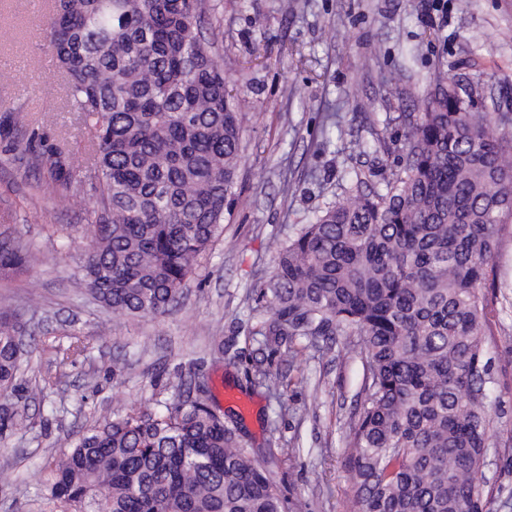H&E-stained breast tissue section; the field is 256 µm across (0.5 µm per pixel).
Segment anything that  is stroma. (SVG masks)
Masks as SVG:
<instances>
[{
  "mask_svg": "<svg viewBox=\"0 0 512 512\" xmlns=\"http://www.w3.org/2000/svg\"><path fill=\"white\" fill-rule=\"evenodd\" d=\"M37 0H0V231L33 251L27 269L0 272V309L35 341L11 403L21 428L0 433V512H53L46 460L95 422L176 399L170 377L208 380L220 408L243 407L241 440L267 455L285 501L306 512H354L348 435L363 384L360 359L341 348L259 349L248 335L264 314L253 289L267 279L297 225L334 201L340 177L397 165L405 128L435 73L479 78L475 109L512 116V0H205L202 31L234 94L247 101L237 202L178 303L157 316H119L72 278L85 254L89 189L46 188L20 146L34 140L86 165L93 133L68 105ZM383 138L356 156L355 140ZM485 294L497 313L489 338L500 414L486 469L493 512H512V223ZM235 341L229 359L215 337ZM86 351L59 365L57 349ZM284 376L274 397L256 366Z\"/></svg>",
  "mask_w": 512,
  "mask_h": 512,
  "instance_id": "stroma-1",
  "label": "stroma"
}]
</instances>
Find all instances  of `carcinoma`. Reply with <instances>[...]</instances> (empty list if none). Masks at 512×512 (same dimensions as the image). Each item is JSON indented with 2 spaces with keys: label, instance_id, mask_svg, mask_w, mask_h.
<instances>
[{
  "label": "carcinoma",
  "instance_id": "carcinoma-1",
  "mask_svg": "<svg viewBox=\"0 0 512 512\" xmlns=\"http://www.w3.org/2000/svg\"><path fill=\"white\" fill-rule=\"evenodd\" d=\"M204 0H55L46 36L67 98L94 131L95 162L31 151L49 184L94 180V241L81 283L121 315L173 305L223 231L246 118L203 47ZM440 72L423 111L404 116V156L288 237L256 287L255 334L294 363L305 339L329 350L355 336L364 398L349 441L358 512H491L484 467L492 414L493 310L482 288L512 216V118L475 112ZM30 259L0 232V270ZM17 317L0 312V397L25 355ZM180 399L117 412L47 463L54 512H283L267 461L224 422L208 382Z\"/></svg>",
  "mask_w": 512,
  "mask_h": 512
}]
</instances>
